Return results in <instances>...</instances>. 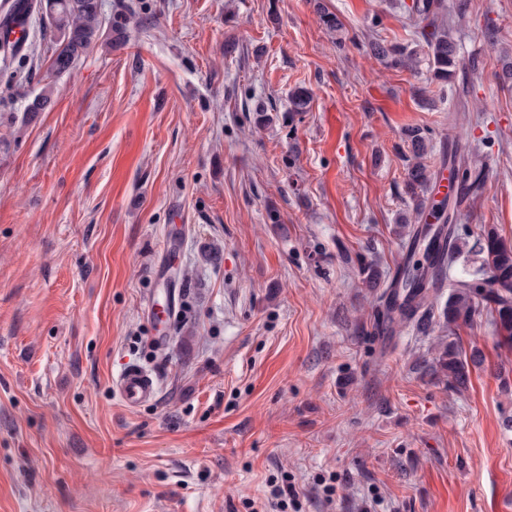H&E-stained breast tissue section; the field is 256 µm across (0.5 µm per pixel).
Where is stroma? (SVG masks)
Instances as JSON below:
<instances>
[{
	"mask_svg": "<svg viewBox=\"0 0 512 512\" xmlns=\"http://www.w3.org/2000/svg\"><path fill=\"white\" fill-rule=\"evenodd\" d=\"M101 2L123 42L58 75L35 21L33 50L0 62V512H262L281 478L300 512H512L488 316L458 331L486 363L456 394L413 368L431 338L373 332L357 269L403 260V128L454 135L426 63L366 53L413 45L414 0ZM465 2L488 179L460 221L512 243V0ZM128 364L156 401L122 404ZM112 387L121 401L129 408L153 401L158 395L156 378L137 365L124 367L112 380Z\"/></svg>",
	"mask_w": 512,
	"mask_h": 512,
	"instance_id": "obj_1",
	"label": "stroma"
}]
</instances>
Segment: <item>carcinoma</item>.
I'll return each mask as SVG.
<instances>
[{"label": "carcinoma", "mask_w": 512, "mask_h": 512, "mask_svg": "<svg viewBox=\"0 0 512 512\" xmlns=\"http://www.w3.org/2000/svg\"><path fill=\"white\" fill-rule=\"evenodd\" d=\"M45 8V17L60 35V44L51 67L68 72L75 61L103 37L100 0H13L0 19L28 21L31 14ZM414 13L421 22L418 48L386 45L378 39L368 43L370 55L386 67L410 68L425 57L433 79L453 85L461 70L453 27L447 23L444 0H416ZM313 93L298 87L291 97V111H306ZM411 155L406 157L405 193L414 202L416 223L407 225L401 239L406 261L399 275L387 281L377 266L358 258L359 274L374 289L383 288L373 313V325L383 324L394 332L410 328L422 336L434 333L435 318L443 319L446 336L437 337L434 356L423 361L424 373L462 394L469 388L473 369L485 363L484 353L463 348L457 330L472 324L484 311L498 335L497 344L512 349V245L506 243L493 226L481 230L473 245H468L467 228L457 223L461 200L437 201L427 193L436 172L425 163L434 154L430 131L409 126L404 131ZM471 195H478L488 178L486 166L477 159L475 149H454L441 157ZM480 257L464 277H453L454 265L464 256ZM439 314H434V311Z\"/></svg>", "instance_id": "carcinoma-1"}]
</instances>
